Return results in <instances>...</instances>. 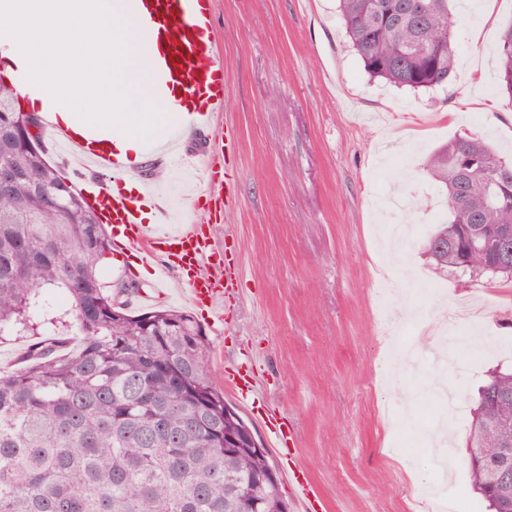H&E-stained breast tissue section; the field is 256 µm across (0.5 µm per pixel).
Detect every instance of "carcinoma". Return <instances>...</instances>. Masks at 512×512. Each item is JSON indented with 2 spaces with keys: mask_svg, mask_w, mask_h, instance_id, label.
Listing matches in <instances>:
<instances>
[{
  "mask_svg": "<svg viewBox=\"0 0 512 512\" xmlns=\"http://www.w3.org/2000/svg\"><path fill=\"white\" fill-rule=\"evenodd\" d=\"M364 70L401 87L448 81L457 21L448 0H339ZM502 90L512 95V25L498 45ZM42 125L0 78V344L33 342L0 372V512H237V496L272 469L257 448L224 447V414L251 431L214 382L211 343L189 314H134L98 277L111 250L99 216L46 161ZM483 166L460 173V154ZM512 160L479 137L455 138L429 158L451 216L427 239L437 268L512 275L508 253L478 243L512 225V184L493 202L484 187ZM512 371L479 391L469 426L472 484L486 501L494 449L509 443ZM275 488L255 512H279Z\"/></svg>",
  "mask_w": 512,
  "mask_h": 512,
  "instance_id": "1",
  "label": "carcinoma"
}]
</instances>
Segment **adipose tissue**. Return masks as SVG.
<instances>
[{"label": "adipose tissue", "instance_id": "adipose-tissue-1", "mask_svg": "<svg viewBox=\"0 0 512 512\" xmlns=\"http://www.w3.org/2000/svg\"><path fill=\"white\" fill-rule=\"evenodd\" d=\"M156 55L136 0H0V66L26 73L14 88L25 110L106 138L130 165L170 125H192L156 93Z\"/></svg>", "mask_w": 512, "mask_h": 512}]
</instances>
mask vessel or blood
Returning a JSON list of instances; mask_svg holds the SVG:
<instances>
[{"mask_svg":"<svg viewBox=\"0 0 512 512\" xmlns=\"http://www.w3.org/2000/svg\"><path fill=\"white\" fill-rule=\"evenodd\" d=\"M139 15L157 48V74L163 88L181 87L192 102L198 128L210 130L207 147L212 159L204 169L203 187L186 223L159 231L143 223L142 214L157 210V196L150 183H142L137 195L125 191L127 164L110 149L76 139L69 130L57 128L56 141L62 153L72 156L78 168L95 169L112 176V186L90 193L88 201L111 228L113 244L143 265L156 256L164 262L155 275L151 292L140 293L139 303L166 297L168 277H175L188 304L215 309L224 304L225 281L237 278L239 268L224 260V251L210 234L208 225L217 211L231 207L234 197L216 157L230 149L224 139V62L211 15L215 0H138ZM183 133L173 129L154 147V155L181 157ZM288 481L294 487L301 512H323V497L311 475L300 465H291Z\"/></svg>","mask_w":512,"mask_h":512,"instance_id":"vessel-or-blood-1","label":"vessel or blood"}]
</instances>
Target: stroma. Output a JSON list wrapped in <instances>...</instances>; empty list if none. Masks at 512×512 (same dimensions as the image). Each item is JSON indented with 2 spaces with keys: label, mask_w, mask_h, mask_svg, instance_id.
Here are the masks:
<instances>
[{
  "label": "stroma",
  "mask_w": 512,
  "mask_h": 512,
  "mask_svg": "<svg viewBox=\"0 0 512 512\" xmlns=\"http://www.w3.org/2000/svg\"><path fill=\"white\" fill-rule=\"evenodd\" d=\"M457 58L446 85L413 90L374 80L350 48L337 0H216L224 43V119L236 142L227 174L236 203L210 226L242 270L222 308L196 319L212 342L217 382L248 367L251 401L233 392L261 441L271 415L298 434L297 461L327 512H429L442 428L468 512H489L472 486L466 438L489 375L512 368V278L454 277L424 241L448 222L426 169L449 139L478 136L512 158V99L497 45L512 0H452ZM205 156L143 162L178 221L195 205ZM462 302L473 323L449 324L461 346L447 369L387 375L411 328ZM444 376L467 416L420 413Z\"/></svg>",
  "instance_id": "obj_1"
}]
</instances>
